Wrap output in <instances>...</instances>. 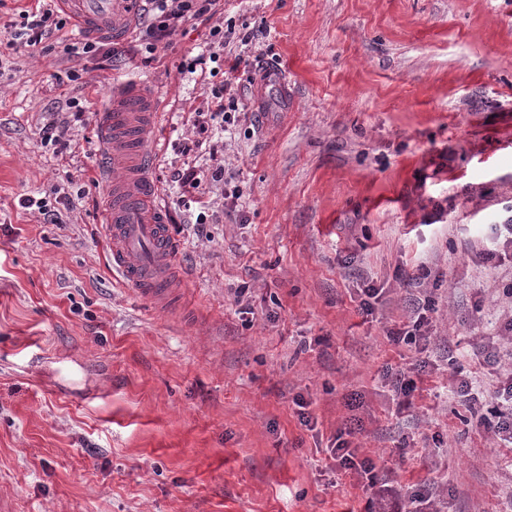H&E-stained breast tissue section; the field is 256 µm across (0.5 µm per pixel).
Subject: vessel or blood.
I'll use <instances>...</instances> for the list:
<instances>
[{
	"label": "vessel or blood",
	"instance_id": "obj_1",
	"mask_svg": "<svg viewBox=\"0 0 512 512\" xmlns=\"http://www.w3.org/2000/svg\"><path fill=\"white\" fill-rule=\"evenodd\" d=\"M58 2L89 35L120 41L132 29L134 0ZM156 127L154 96L142 83L113 88L102 121V149L111 172L103 210L111 265L126 286L164 312L171 307L177 252L159 190L149 176Z\"/></svg>",
	"mask_w": 512,
	"mask_h": 512
}]
</instances>
